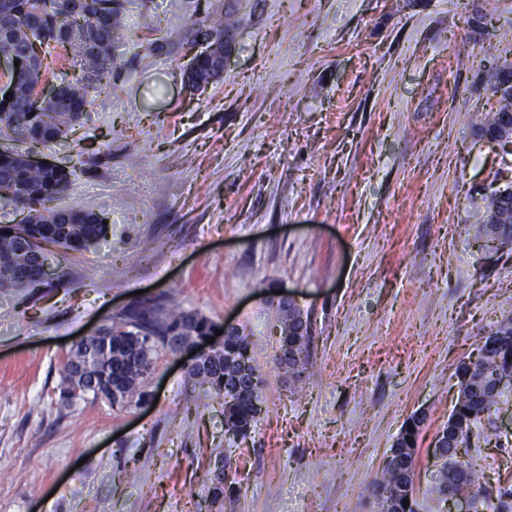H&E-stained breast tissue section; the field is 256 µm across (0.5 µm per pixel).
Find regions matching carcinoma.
<instances>
[{
  "mask_svg": "<svg viewBox=\"0 0 512 512\" xmlns=\"http://www.w3.org/2000/svg\"><path fill=\"white\" fill-rule=\"evenodd\" d=\"M126 0H83L79 10L68 8L67 0H0V53L13 54L19 71L11 73L14 95L0 98V138L8 145L0 150V182L13 192L15 207L26 212L18 224L0 226V286L29 290L41 281L39 258L60 248L74 252L91 243L108 240L112 227L91 203L60 207L55 202L69 184L65 169L40 167L27 160L31 151L68 140L90 116L92 93L102 88L103 79L112 72L115 52L127 39L123 24ZM37 18L36 25L29 23ZM237 23L227 14L210 20L209 53L199 56L187 68L192 87L198 89L218 77L215 64L224 58V32ZM61 48L71 57L77 70L72 79L56 85L53 98L41 95L38 88L49 82V70L42 54ZM512 77V64L495 63L489 68L487 83L494 93ZM496 223L482 225L487 240L501 244L512 242V206L500 205L494 213ZM211 322L177 305L145 304L121 314L105 327L104 335L75 344L61 369L58 399L71 405L97 398L102 393L120 406L140 403L145 392L143 378L151 372L158 356L172 353L165 339L173 334L182 342L204 336ZM143 330L146 336L136 347L130 337ZM294 349L288 358V373L301 378L306 370L311 336H282ZM257 369L251 355L249 334L241 330L224 337L223 347L201 363L188 369L190 378L209 386L224 400V425L245 438L256 426L262 404V377L253 388L236 394L224 391V376L234 375L240 363ZM473 377L482 382L470 389H459L457 405L444 430L454 442L452 453L433 476L434 489L443 500L466 494L473 512H512V486L487 488L484 476L468 461L458 460L462 448L471 447L474 428L498 404L503 393L488 386L494 377L512 370V319L498 324L486 338L479 357L472 362ZM423 422L410 416L394 443L406 458L405 470L384 469L375 481L383 512H415V453ZM409 506H404V500Z\"/></svg>",
  "mask_w": 512,
  "mask_h": 512,
  "instance_id": "cac0c4a2",
  "label": "carcinoma"
}]
</instances>
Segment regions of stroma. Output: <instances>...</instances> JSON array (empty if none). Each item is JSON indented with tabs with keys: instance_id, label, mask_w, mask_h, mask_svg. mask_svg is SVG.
I'll return each mask as SVG.
<instances>
[{
	"instance_id": "1",
	"label": "stroma",
	"mask_w": 512,
	"mask_h": 512,
	"mask_svg": "<svg viewBox=\"0 0 512 512\" xmlns=\"http://www.w3.org/2000/svg\"><path fill=\"white\" fill-rule=\"evenodd\" d=\"M154 2L162 48L128 4L79 146L43 150L71 173L63 205L93 202L111 238L0 289V512H198L219 458L233 490L212 512H380L371 483L419 412L416 512H448L431 450L455 370L512 317V245L480 231L484 196L512 187V145L480 132L512 0ZM228 11L232 56L191 90L198 23ZM280 291L311 323L298 382L275 361ZM142 300L247 328V438L168 354L148 406L59 405L71 343ZM489 418L499 437L467 459L509 486L512 395Z\"/></svg>"
}]
</instances>
